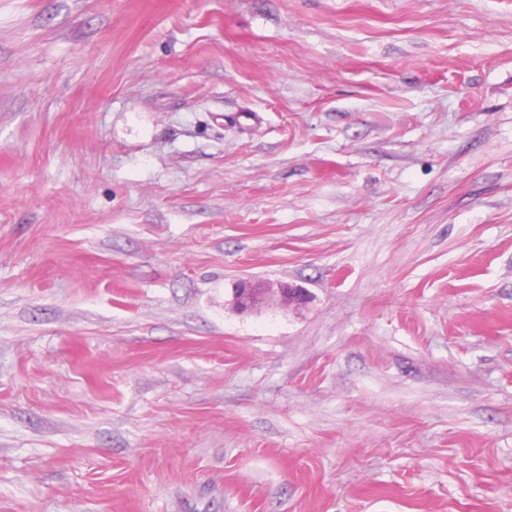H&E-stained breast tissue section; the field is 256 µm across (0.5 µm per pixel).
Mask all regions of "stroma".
Returning <instances> with one entry per match:
<instances>
[{"label":"stroma","mask_w":512,"mask_h":512,"mask_svg":"<svg viewBox=\"0 0 512 512\" xmlns=\"http://www.w3.org/2000/svg\"><path fill=\"white\" fill-rule=\"evenodd\" d=\"M0 512H512V0H0ZM275 294L283 304L299 306L308 302L310 295L305 288L280 284L278 288H270L264 285L258 287V283L249 278L239 281L237 291L233 296L236 307L241 311L251 310L265 304L269 295Z\"/></svg>","instance_id":"35a3bbf8"}]
</instances>
